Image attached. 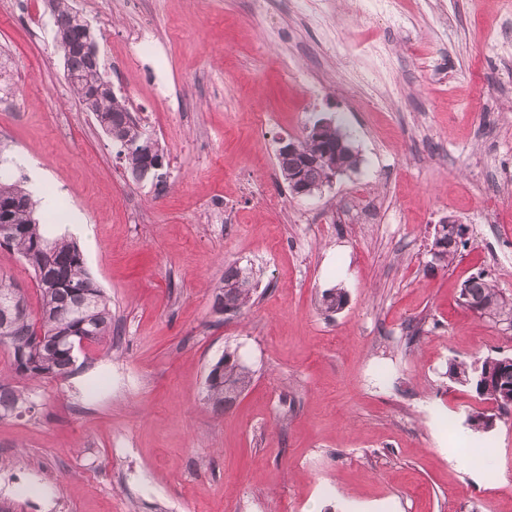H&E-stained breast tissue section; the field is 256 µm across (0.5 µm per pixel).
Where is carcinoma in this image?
<instances>
[{
	"label": "carcinoma",
	"mask_w": 512,
	"mask_h": 512,
	"mask_svg": "<svg viewBox=\"0 0 512 512\" xmlns=\"http://www.w3.org/2000/svg\"><path fill=\"white\" fill-rule=\"evenodd\" d=\"M55 27L56 45L64 61L72 93L82 106L94 113L101 128L112 130L119 139L130 144L124 150L127 171L134 174L149 168L146 157L134 145L149 137L130 111L126 98L116 94L106 79L99 61L92 60L82 49L80 38L86 19L70 0H48ZM347 139L336 123H331L322 136L306 133L296 139L294 155L276 153V167L284 182L296 174L303 157L317 159L305 171L311 183L322 182L335 173L357 168L359 159L352 158ZM0 202L7 204V224L11 230L0 232V246L13 250L32 274L39 306L32 311L24 295H16L12 283L0 278V344L9 348L14 377L25 380L66 379L76 370L73 343L84 337L100 344L112 335V309L103 291L86 269L85 259L76 244L64 234L48 239L36 216V203L20 181L0 176ZM468 292L479 300L485 315L498 320L512 319V304L500 293L495 282L480 272L466 280ZM257 281L247 266L230 265L215 289L214 303H225L242 311L253 304ZM347 302L343 288L334 286L322 292L319 307L330 314L340 311ZM474 363L454 361L448 377L471 386L476 394L498 402L501 413H512V405L500 402L497 374L502 365L498 356L478 359ZM250 369L235 359V353L224 352V381L206 385L205 398L217 409L225 408L251 382ZM35 410L27 404L19 389L0 378V417ZM493 415L474 411L467 424L476 433H485Z\"/></svg>",
	"instance_id": "obj_1"
}]
</instances>
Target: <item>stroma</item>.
I'll return each mask as SVG.
<instances>
[{"label": "stroma", "instance_id": "35a3bbf8", "mask_svg": "<svg viewBox=\"0 0 512 512\" xmlns=\"http://www.w3.org/2000/svg\"><path fill=\"white\" fill-rule=\"evenodd\" d=\"M114 92L165 153V188L133 181L121 147L71 92L50 24L0 0V146L43 178L32 198L68 235L112 305V339L64 380L19 381L34 415L0 418V504L35 512H512V416L486 434L482 403L448 364L512 356V327L474 314L463 282L486 271L512 300V0H444L406 28L355 0H72ZM149 26L155 56L128 60ZM391 48L375 70L360 43ZM438 59L434 71L423 57ZM374 77L372 93L354 82ZM338 121L356 170L293 197L278 142ZM276 208L262 207L264 195ZM55 199L46 208L45 199ZM225 207L224 221H207ZM467 228L433 265L442 220ZM252 267L254 305L212 292ZM341 286L347 303L322 313ZM237 351L250 386L205 399Z\"/></svg>", "mask_w": 512, "mask_h": 512}]
</instances>
